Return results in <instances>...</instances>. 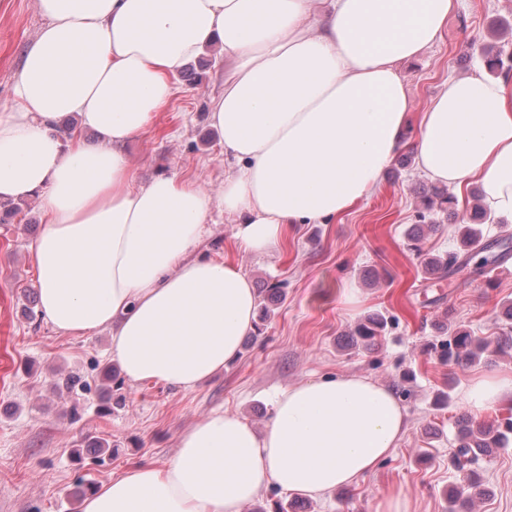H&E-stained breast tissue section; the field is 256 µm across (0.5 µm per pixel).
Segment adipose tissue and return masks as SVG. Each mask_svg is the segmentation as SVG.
<instances>
[{
  "label": "adipose tissue",
  "mask_w": 512,
  "mask_h": 512,
  "mask_svg": "<svg viewBox=\"0 0 512 512\" xmlns=\"http://www.w3.org/2000/svg\"><path fill=\"white\" fill-rule=\"evenodd\" d=\"M458 0H37L15 100L0 109V198L40 195L32 247L39 306L61 335L109 332L132 384L192 390L223 372L254 329L257 297L235 262L193 253L213 212L261 252L294 224L343 215L412 149L431 181L478 184L512 219V83L476 73L413 113L399 69L443 38ZM224 56L209 122L229 173L211 194L161 175L139 183L122 151L204 49ZM78 118L98 143L62 139ZM512 399V373L470 383L482 415ZM409 427L387 385L357 374L304 380L256 430L215 411L180 434L164 467L100 484L82 512H245L271 487L312 498L353 485Z\"/></svg>",
  "instance_id": "obj_1"
}]
</instances>
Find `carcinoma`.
<instances>
[{
  "label": "carcinoma",
  "instance_id": "cac0c4a2",
  "mask_svg": "<svg viewBox=\"0 0 512 512\" xmlns=\"http://www.w3.org/2000/svg\"><path fill=\"white\" fill-rule=\"evenodd\" d=\"M504 49L499 48L484 54L483 62L486 70L496 74L503 69ZM432 196L439 200V211L450 216L458 215L455 209V199L443 189H432ZM492 219V214L481 204L476 203L467 218L458 225L459 251L432 255L422 246L423 225L416 224L408 234L413 242V250L421 260L424 273L431 280H442L448 277V269L458 263H465L470 259L471 251L481 241V233L476 228ZM387 326V319L381 314L367 316L348 333V344L353 348H360L368 353L377 349L379 341ZM488 343L472 336L465 329H456L448 340L441 344L438 360L450 367H463L480 360L487 350ZM512 433V417L497 424L476 423L471 418L462 417L458 430L457 449L452 455L454 468L463 474L462 482L450 490L452 502L457 506V512H471L474 499L485 495V490L472 479V471L467 469L479 454L487 455L493 448H499L505 442L507 435Z\"/></svg>",
  "mask_w": 512,
  "mask_h": 512
}]
</instances>
